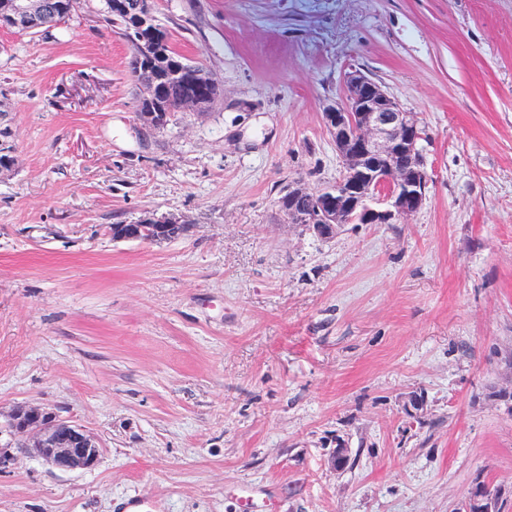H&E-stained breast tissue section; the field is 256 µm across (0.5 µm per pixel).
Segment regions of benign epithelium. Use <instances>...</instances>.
Listing matches in <instances>:
<instances>
[{
    "instance_id": "benign-epithelium-1",
    "label": "benign epithelium",
    "mask_w": 512,
    "mask_h": 512,
    "mask_svg": "<svg viewBox=\"0 0 512 512\" xmlns=\"http://www.w3.org/2000/svg\"><path fill=\"white\" fill-rule=\"evenodd\" d=\"M108 9L121 14L129 29L144 33L131 44L142 64V112H156L171 88L179 87V106L199 111L206 98L198 87L208 75L200 70L182 80L183 70L167 67V30L158 25L150 0H109ZM66 0H0V25L19 30L43 27L49 14L62 15ZM323 123L344 165L335 185L308 191L296 188L280 199L291 224H306L329 238L345 224H393L417 212L426 199L428 174L420 142L422 128L413 112L403 110L377 82L360 73L347 76L345 102L323 113ZM173 217L147 216L119 227L122 240L161 243L168 240ZM22 449L62 471L93 469L100 458L98 441L81 425L54 411L18 405L0 420ZM501 494L477 481L458 512H501Z\"/></svg>"
}]
</instances>
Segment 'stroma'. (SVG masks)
Here are the masks:
<instances>
[{"label":"stroma","instance_id":"35a3bbf8","mask_svg":"<svg viewBox=\"0 0 512 512\" xmlns=\"http://www.w3.org/2000/svg\"><path fill=\"white\" fill-rule=\"evenodd\" d=\"M152 7L221 90L157 131L105 0L0 29V413L103 448L14 449L0 512H512V0ZM355 70L418 116L426 200L324 239L278 201L340 178ZM148 213L187 230L113 239ZM0 419V428L11 432L20 449L54 468L91 470L99 461L98 441L81 425L54 411L22 404ZM501 494L489 488L483 481H477L463 508L457 512H500Z\"/></svg>","mask_w":512,"mask_h":512}]
</instances>
